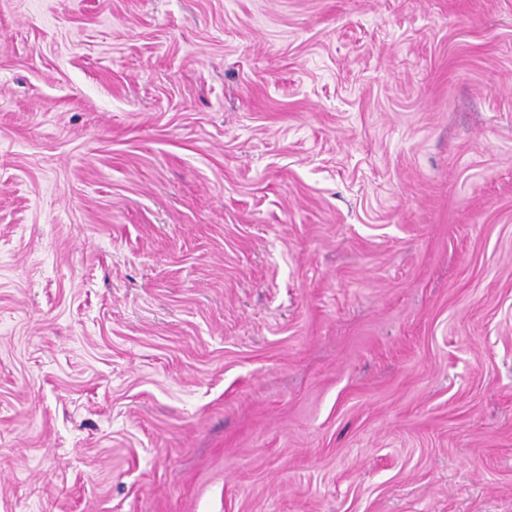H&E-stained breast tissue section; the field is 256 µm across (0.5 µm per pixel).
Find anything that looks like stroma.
<instances>
[{
	"instance_id": "stroma-1",
	"label": "stroma",
	"mask_w": 512,
	"mask_h": 512,
	"mask_svg": "<svg viewBox=\"0 0 512 512\" xmlns=\"http://www.w3.org/2000/svg\"><path fill=\"white\" fill-rule=\"evenodd\" d=\"M0 512H512V0H0Z\"/></svg>"
}]
</instances>
